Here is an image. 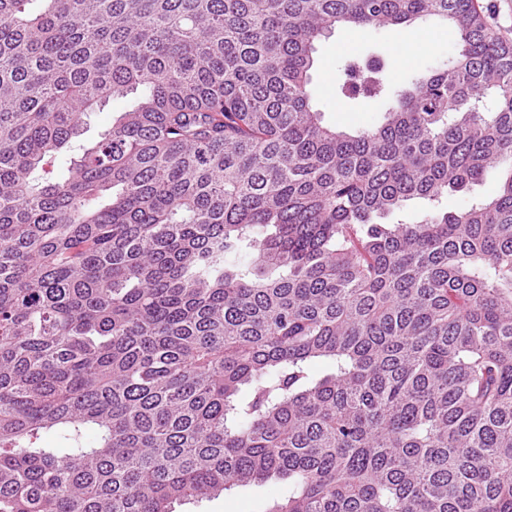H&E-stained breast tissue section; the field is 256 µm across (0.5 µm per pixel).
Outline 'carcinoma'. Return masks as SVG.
I'll list each match as a JSON object with an SVG mask.
<instances>
[{"label":"carcinoma","mask_w":512,"mask_h":512,"mask_svg":"<svg viewBox=\"0 0 512 512\" xmlns=\"http://www.w3.org/2000/svg\"><path fill=\"white\" fill-rule=\"evenodd\" d=\"M427 16L448 67L354 59L383 118L324 125L317 41ZM272 479L268 512H512V44L476 0H0V512ZM128 105V98L113 99L103 109L88 114L87 118H85L87 123V132L84 135V140L75 142L72 150H74V152H78L80 145L96 140L103 130L112 125L113 119L128 108ZM498 190V182L493 177H485L482 181L471 185L464 192L449 193L442 201V207L448 211H458L464 209L475 199H487L496 195Z\"/></svg>","instance_id":"carcinoma-1"}]
</instances>
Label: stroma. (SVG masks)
<instances>
[{
  "label": "stroma",
  "mask_w": 512,
  "mask_h": 512,
  "mask_svg": "<svg viewBox=\"0 0 512 512\" xmlns=\"http://www.w3.org/2000/svg\"><path fill=\"white\" fill-rule=\"evenodd\" d=\"M417 28L426 32L430 40L428 45L411 53L396 50L398 35L383 28L358 30L351 40L341 30L321 38L315 55L313 77L317 87L314 104L321 111L324 123L345 129H358L371 127L382 119L377 104L370 101L355 104L349 111L341 106L333 84L337 74L350 59L370 56L385 58L388 80L395 87L428 68L447 63L455 51L453 31L431 18L420 21ZM282 494L280 483L271 480L236 488L197 505H183L179 512H265L269 501Z\"/></svg>",
  "instance_id": "1"
}]
</instances>
